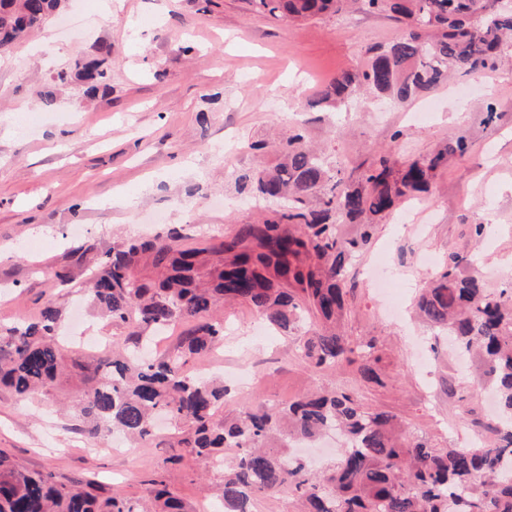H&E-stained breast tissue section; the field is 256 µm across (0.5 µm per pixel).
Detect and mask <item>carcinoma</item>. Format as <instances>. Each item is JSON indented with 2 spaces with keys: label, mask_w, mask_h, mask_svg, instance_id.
I'll return each instance as SVG.
<instances>
[{
  "label": "carcinoma",
  "mask_w": 512,
  "mask_h": 512,
  "mask_svg": "<svg viewBox=\"0 0 512 512\" xmlns=\"http://www.w3.org/2000/svg\"><path fill=\"white\" fill-rule=\"evenodd\" d=\"M273 18L307 20L349 6L384 12L406 31L387 46L369 49L367 64L346 70L320 91V102L338 111L360 90L405 102L454 76L476 77L512 56V7L502 0H252ZM61 0H0V54L40 29ZM112 44L52 77L39 90L44 106L53 88L78 82L85 95L110 89ZM471 142L454 136L433 152L398 163L386 156L355 177L331 168L298 125L275 144L277 163L236 178L238 192L279 201L272 216L242 224L202 247H184L176 227L164 235L135 236L106 251L85 288L92 303L130 332L118 354L73 363L88 388L77 399L92 436L115 431L131 439L153 434L159 415L174 422L176 445L204 459L234 451L237 464L221 477L224 512H254L256 496L287 490L304 512H512V279L497 291L448 256L430 288L415 302L419 315L454 340L458 353L478 362L497 395L501 420L486 426L481 443L439 448L403 436L395 417L371 411L352 395L331 390L284 405L248 409L224 417V386L186 372L191 358L224 341V301L248 305L284 333L307 319L319 324L301 351L317 372L357 365L361 378L383 384L375 341L357 346L340 326L350 312L344 285L347 266L371 242L377 224L403 199L429 191L448 158L468 154ZM354 225L350 233L342 231ZM61 317L48 299L37 317L0 334V387L17 395L48 391L68 362L57 342ZM193 321L177 351L136 358L160 332ZM344 431L348 446L316 471L290 455L295 439L313 440L329 428ZM152 506L133 502L94 482L68 485L51 472L19 469L0 452V512H187L161 482L151 481Z\"/></svg>",
  "instance_id": "1"
}]
</instances>
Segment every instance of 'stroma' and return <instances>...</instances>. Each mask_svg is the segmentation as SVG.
<instances>
[{
    "label": "stroma",
    "mask_w": 512,
    "mask_h": 512,
    "mask_svg": "<svg viewBox=\"0 0 512 512\" xmlns=\"http://www.w3.org/2000/svg\"><path fill=\"white\" fill-rule=\"evenodd\" d=\"M402 34L388 15L360 11L289 22L256 12L251 0H68L60 16L0 56V329L30 321L56 295L72 311L95 262L123 239L178 225L193 245L257 221L266 204L238 195L234 178L273 165L274 154L251 143L287 136L295 123L331 164L356 176L378 153L425 155L461 130L470 153L449 158L428 195L379 224L351 268L344 331L354 341L375 339L383 385L362 381L352 365L315 372L297 354L310 323L259 338L257 314L236 303L218 309L223 343L189 369L254 373L252 386L225 399L230 418L340 388L393 415L410 437L447 448L476 441L495 419L476 370L412 307L453 253L467 256V271L488 286L512 275V64L405 103L383 105L364 91L348 112L315 107L324 84ZM102 41L112 45L110 91L89 98L79 86L62 88L54 108L43 110L37 90ZM480 223L493 230L478 239L472 227ZM81 246L88 252L80 259ZM386 247L410 274L400 319L366 277ZM60 272L71 277L62 293ZM80 390L65 377L25 398L0 392V450L19 469L63 482L94 476L143 500L158 479L191 512L217 506L216 475L205 459L176 457L169 431L128 451L75 432Z\"/></svg>",
    "instance_id": "obj_1"
}]
</instances>
